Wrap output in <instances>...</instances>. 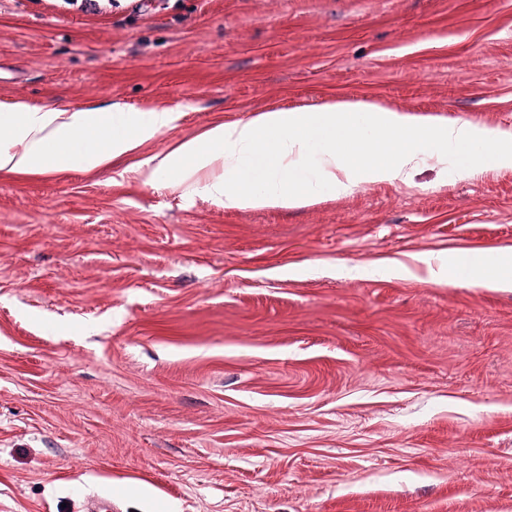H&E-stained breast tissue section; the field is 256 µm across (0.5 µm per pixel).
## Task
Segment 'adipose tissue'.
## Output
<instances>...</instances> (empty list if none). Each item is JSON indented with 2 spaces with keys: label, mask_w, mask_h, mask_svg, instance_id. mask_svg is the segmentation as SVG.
I'll list each match as a JSON object with an SVG mask.
<instances>
[{
  "label": "adipose tissue",
  "mask_w": 512,
  "mask_h": 512,
  "mask_svg": "<svg viewBox=\"0 0 512 512\" xmlns=\"http://www.w3.org/2000/svg\"><path fill=\"white\" fill-rule=\"evenodd\" d=\"M171 108L149 112L107 108H33L23 102L0 111V173L26 175L96 169L125 157L172 127ZM434 145L437 162L456 158L468 178L512 166V132L466 120L408 116L369 103H328L308 110L271 109L244 121L217 123L159 157L151 181L192 183L236 208H301L322 186L347 194L362 183L407 181L422 161L419 144ZM512 288V251L457 254L439 283Z\"/></svg>",
  "instance_id": "1"
}]
</instances>
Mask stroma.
Wrapping results in <instances>:
<instances>
[{"mask_svg": "<svg viewBox=\"0 0 512 512\" xmlns=\"http://www.w3.org/2000/svg\"><path fill=\"white\" fill-rule=\"evenodd\" d=\"M178 110L103 169L0 175V512H512V166L239 209L147 161L270 108L512 131V0H0V109ZM449 279L492 290L512 288V251H503L496 257L478 250L459 253L448 263V274L434 277L437 283H448Z\"/></svg>", "mask_w": 512, "mask_h": 512, "instance_id": "stroma-1", "label": "stroma"}]
</instances>
